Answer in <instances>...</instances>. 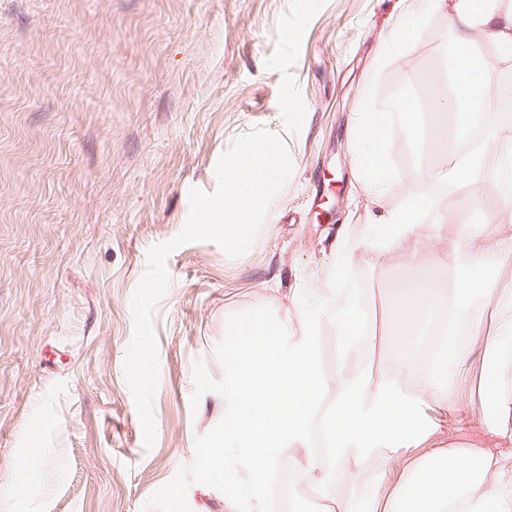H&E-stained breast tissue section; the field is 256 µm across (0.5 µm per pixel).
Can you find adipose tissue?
Here are the masks:
<instances>
[{
	"label": "adipose tissue",
	"mask_w": 512,
	"mask_h": 512,
	"mask_svg": "<svg viewBox=\"0 0 512 512\" xmlns=\"http://www.w3.org/2000/svg\"><path fill=\"white\" fill-rule=\"evenodd\" d=\"M424 6L449 13L464 62L456 70L459 82L467 85L476 78L491 83L493 67L469 49L471 32L481 29L511 49L512 9H499L495 0H485L478 10L470 8L469 0H424ZM494 261H512V236L497 244L494 255H472L453 316L465 317L472 290L482 287V274ZM435 306L433 286L397 289L387 336L406 343ZM327 311L342 347H349L361 323L349 294L336 291L329 309L316 308L308 316L318 319ZM313 341L310 330L290 332L287 324L260 312L234 324L224 348V431L200 462L210 481L221 477L224 449H241V467L260 475L284 450L307 448L319 435L347 475L346 482L332 483L311 464H302V471L321 486L324 512H512V483L500 478L503 449L512 446V389L499 375L501 366L512 361V312L496 331L478 325L462 335L438 330L427 345L429 367L423 372L414 358L399 356L391 368L359 377L338 368L335 381L328 382L314 368ZM477 352L487 362L477 393L495 402L492 419L481 425L494 441L490 448L456 444L453 431L469 426L464 418L450 427L430 423L421 414L432 399L449 401L443 386L449 372L466 368ZM379 448L390 449L399 464L397 480L387 491L359 480L363 461Z\"/></svg>",
	"instance_id": "1"
}]
</instances>
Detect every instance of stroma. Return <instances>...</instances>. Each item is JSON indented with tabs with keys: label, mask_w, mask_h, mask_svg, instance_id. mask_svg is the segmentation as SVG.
Wrapping results in <instances>:
<instances>
[{
	"label": "stroma",
	"mask_w": 512,
	"mask_h": 512,
	"mask_svg": "<svg viewBox=\"0 0 512 512\" xmlns=\"http://www.w3.org/2000/svg\"><path fill=\"white\" fill-rule=\"evenodd\" d=\"M419 3L0 0V490L14 487L11 512H225V488L246 472L230 452L222 483H209L197 461L224 427L230 327L261 311L301 331L340 282L367 316L370 348L341 352L321 318L317 372L392 366L384 323L404 257L371 236L379 216H409L416 270H440L436 293L453 301L468 254L494 245L512 205L494 188L499 122L485 125L469 179L456 178L452 29ZM406 22L407 43L391 47ZM406 100L412 112H397ZM367 107L388 121L377 197ZM258 126L282 135L293 172L245 254L210 241L170 254L154 314L157 438L145 449L124 375L133 292L149 248L184 227L190 190L213 191L220 156ZM417 198L426 208L409 213ZM485 215L455 266L438 268L458 225ZM506 285L512 263L485 274L471 318L493 319ZM479 372L449 377L454 409L431 402L423 415L481 423ZM22 456L38 484L19 485Z\"/></svg>",
	"instance_id": "obj_1"
}]
</instances>
